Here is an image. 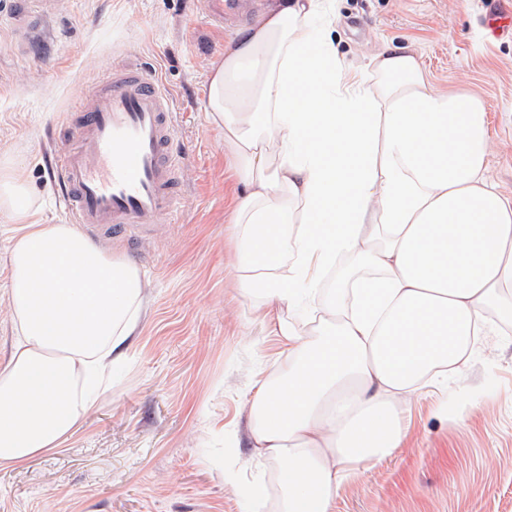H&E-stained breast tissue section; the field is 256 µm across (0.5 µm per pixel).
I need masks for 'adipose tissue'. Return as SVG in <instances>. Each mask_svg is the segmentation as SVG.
Wrapping results in <instances>:
<instances>
[{"instance_id":"obj_1","label":"adipose tissue","mask_w":512,"mask_h":512,"mask_svg":"<svg viewBox=\"0 0 512 512\" xmlns=\"http://www.w3.org/2000/svg\"><path fill=\"white\" fill-rule=\"evenodd\" d=\"M335 23V0H258L209 76V120L244 187L239 285L257 309L277 306L290 359L250 405L278 512H332L345 479L399 448L400 399L459 369L488 309L512 322V197L486 177L481 98L433 89L409 49L350 68ZM32 207L0 167L16 330L0 367V468L76 433L146 284L76 225L33 223ZM341 257L347 276L321 299Z\"/></svg>"}]
</instances>
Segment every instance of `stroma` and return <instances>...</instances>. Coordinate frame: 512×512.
<instances>
[{
  "label": "stroma",
  "mask_w": 512,
  "mask_h": 512,
  "mask_svg": "<svg viewBox=\"0 0 512 512\" xmlns=\"http://www.w3.org/2000/svg\"><path fill=\"white\" fill-rule=\"evenodd\" d=\"M0 0V163L27 184L34 219L64 224L49 161L86 87L139 63L175 99L182 156L177 217L96 245L149 285L126 359L61 447L0 469V512H254L267 481L248 435L256 381L289 361L238 287L235 182L206 112L208 75L248 17L210 25L208 0ZM337 0L334 38L364 67L377 49H411L435 89L468 88L489 120L486 176L512 194V0ZM0 216V364L15 330ZM400 448L338 490L333 512H512V325L489 313L469 362L403 400Z\"/></svg>",
  "instance_id": "obj_1"
}]
</instances>
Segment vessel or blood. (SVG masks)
Here are the masks:
<instances>
[{"label":"vessel or blood","instance_id":"vessel-or-blood-1","mask_svg":"<svg viewBox=\"0 0 512 512\" xmlns=\"http://www.w3.org/2000/svg\"><path fill=\"white\" fill-rule=\"evenodd\" d=\"M173 110L162 83L132 65L85 91L67 124L69 145L52 164L71 223L113 235L174 217L181 166Z\"/></svg>","mask_w":512,"mask_h":512}]
</instances>
